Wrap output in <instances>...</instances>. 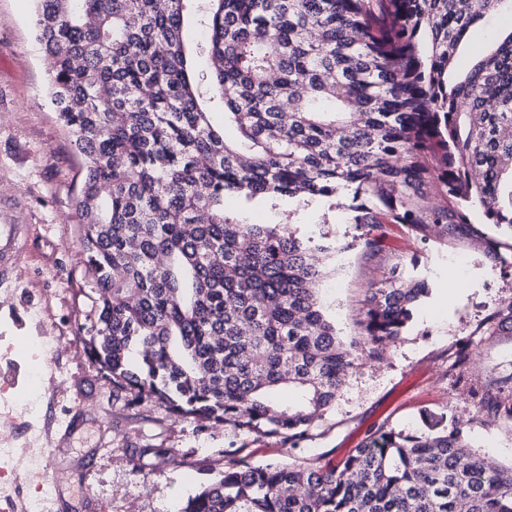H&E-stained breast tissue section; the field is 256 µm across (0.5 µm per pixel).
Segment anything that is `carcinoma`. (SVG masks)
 Returning <instances> with one entry per match:
<instances>
[{"label":"carcinoma","mask_w":512,"mask_h":512,"mask_svg":"<svg viewBox=\"0 0 512 512\" xmlns=\"http://www.w3.org/2000/svg\"><path fill=\"white\" fill-rule=\"evenodd\" d=\"M50 102L84 160L79 240L92 360L116 394L204 426L306 438L363 358L383 359L429 294L394 266L349 342L323 311L328 256L237 197L332 200L384 248V225L446 239L512 232V30L465 76L472 26L512 0H36ZM208 39L190 48L191 15ZM224 107L228 139L205 108ZM441 204L432 206L430 198ZM482 400L512 421V373ZM181 512H512V470L462 423L380 429L329 466L231 460Z\"/></svg>","instance_id":"obj_1"}]
</instances>
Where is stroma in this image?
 Returning <instances> with one entry per match:
<instances>
[{
	"mask_svg": "<svg viewBox=\"0 0 512 512\" xmlns=\"http://www.w3.org/2000/svg\"><path fill=\"white\" fill-rule=\"evenodd\" d=\"M33 0H0V224L22 227L23 249L0 280V502L14 512H178L237 449L253 463L334 464L380 426L413 430L431 415L459 418L472 450L512 466V422L478 410L494 379L512 373V320L486 335L512 303V235L475 222L448 241L387 225L383 251L349 249L322 285L343 338L361 332L370 285L411 264L430 288L383 360L361 363L298 444L171 418L128 402L92 363L90 287L82 275L76 203L82 160L47 97V63ZM249 223L285 224L310 245L364 232L330 202L227 200ZM463 267L449 272L448 258ZM468 347L466 365L456 353Z\"/></svg>",
	"mask_w": 512,
	"mask_h": 512,
	"instance_id": "35a3bbf8",
	"label": "stroma"
}]
</instances>
